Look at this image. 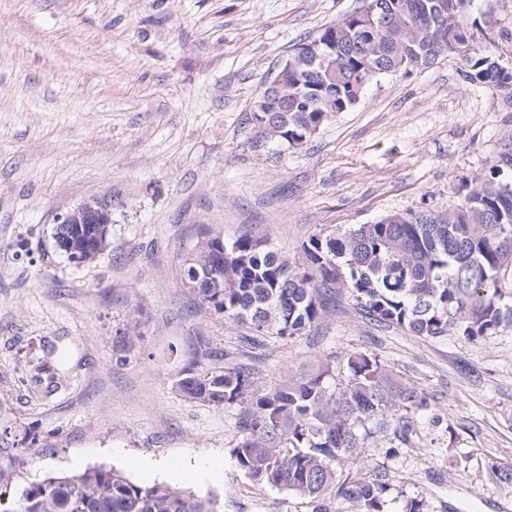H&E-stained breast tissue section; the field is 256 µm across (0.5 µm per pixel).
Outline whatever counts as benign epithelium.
I'll return each mask as SVG.
<instances>
[{
	"label": "benign epithelium",
	"mask_w": 512,
	"mask_h": 512,
	"mask_svg": "<svg viewBox=\"0 0 512 512\" xmlns=\"http://www.w3.org/2000/svg\"><path fill=\"white\" fill-rule=\"evenodd\" d=\"M110 223L111 213L106 205L98 201L84 203L60 218L52 234L54 246L69 261L84 265L90 261V257H97L105 250ZM84 224L98 225L91 244L83 238Z\"/></svg>",
	"instance_id": "7a95c632"
}]
</instances>
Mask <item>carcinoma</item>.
<instances>
[{"instance_id":"carcinoma-1","label":"carcinoma","mask_w":512,"mask_h":512,"mask_svg":"<svg viewBox=\"0 0 512 512\" xmlns=\"http://www.w3.org/2000/svg\"><path fill=\"white\" fill-rule=\"evenodd\" d=\"M472 0H368L384 27L360 26L354 15L310 40L318 56L288 70L270 97L273 112H253L256 140L304 146L309 129L355 106L367 84L388 73L410 74L452 57L471 33L493 22L475 17ZM476 43L465 77L509 94L512 65ZM296 264L265 241L239 236L211 256L198 241L183 264V284L226 321L247 325L258 348L265 337L295 338L320 325L324 297L351 298L376 323L437 340L454 331L468 339L512 328V141L489 176L445 211L408 210L394 220L316 233ZM210 261V278L190 272ZM224 350L197 338L181 372L187 399L237 410L232 454L253 482L330 512L338 499L360 512H388L390 485L358 477L374 448L410 443L416 422L433 412L423 388L372 351L320 358L274 383L250 363L224 366ZM11 512H217L216 501L165 484L144 486L115 469L86 468L19 488Z\"/></svg>"}]
</instances>
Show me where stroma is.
Masks as SVG:
<instances>
[{"instance_id": "1", "label": "stroma", "mask_w": 512, "mask_h": 512, "mask_svg": "<svg viewBox=\"0 0 512 512\" xmlns=\"http://www.w3.org/2000/svg\"><path fill=\"white\" fill-rule=\"evenodd\" d=\"M366 0H0V466L16 481L103 466L216 495L219 512H313L236 465L235 412L176 389L197 337L271 382L368 349L434 408L410 446L376 448L389 512H512V330L471 341L380 327L329 298L315 340L242 343L184 287L203 231L301 262L319 231L444 211L512 136L503 90L445 58L382 75L301 148L253 146L257 93L297 44ZM110 204L108 246L76 266L59 218ZM460 461L449 476V460Z\"/></svg>"}]
</instances>
